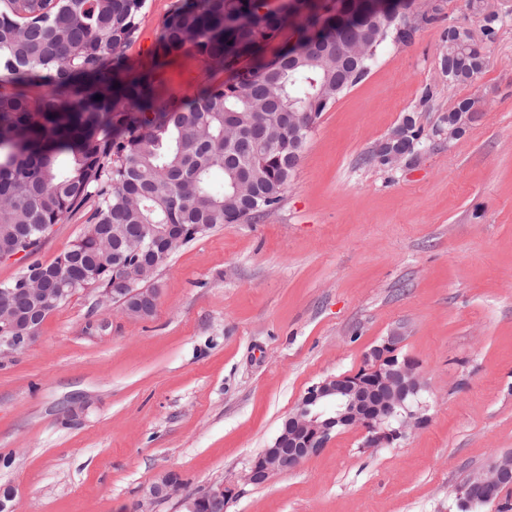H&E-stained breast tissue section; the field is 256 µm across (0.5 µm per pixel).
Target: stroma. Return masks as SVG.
Instances as JSON below:
<instances>
[{
  "label": "stroma",
  "mask_w": 512,
  "mask_h": 512,
  "mask_svg": "<svg viewBox=\"0 0 512 512\" xmlns=\"http://www.w3.org/2000/svg\"><path fill=\"white\" fill-rule=\"evenodd\" d=\"M175 0H147L128 65L150 67ZM336 0H310L262 48L273 58ZM502 21L468 85L440 72L442 35L481 12ZM194 52L158 71L167 99L228 80ZM479 119L436 135L458 101ZM413 116L406 165L373 157ZM55 225L48 263L85 229ZM147 319L83 290L53 311L36 344L0 358V487L15 512H133L173 473L185 493L224 484L226 512H462L458 490L512 453V0H440L410 44L322 112L279 207L178 248L155 279ZM415 360L424 423L367 448L345 430L316 455L243 483L309 387L357 371L393 332Z\"/></svg>",
  "instance_id": "stroma-1"
}]
</instances>
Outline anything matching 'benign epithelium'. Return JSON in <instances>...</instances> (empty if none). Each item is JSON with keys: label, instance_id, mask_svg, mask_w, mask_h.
I'll return each instance as SVG.
<instances>
[{"label": "benign epithelium", "instance_id": "7a95c632", "mask_svg": "<svg viewBox=\"0 0 512 512\" xmlns=\"http://www.w3.org/2000/svg\"><path fill=\"white\" fill-rule=\"evenodd\" d=\"M471 112H457L449 122L452 130L435 129L441 136L458 138L473 123ZM405 133L401 128L391 131L375 149L378 160L391 166L400 165L407 154L399 148ZM100 303H113L124 314L145 319L154 314L158 304V289L137 288L125 278L113 279L112 287H89ZM68 292L55 288L39 297L24 279L17 288L0 289V307L5 312L22 313L21 322L4 321L0 327V357L17 356L29 350L38 339L42 319L47 317ZM400 336L394 334L380 345L370 349L364 364L355 372L336 377L309 387L292 412L283 421L272 446L263 450L243 475L249 484L265 483L273 474L297 465L325 447L333 433L358 428L366 436L368 448H380L406 435L422 421L420 412L406 403L410 394L421 388L420 372L416 364L396 355ZM512 485V454L494 460L487 469L469 478L459 490L463 504L489 503L498 499L500 491ZM182 482L175 474H168L153 484L146 493V501L136 505V512H148L145 503L166 499L181 492ZM231 491L218 485L200 495L185 494L182 503L187 512H225Z\"/></svg>", "mask_w": 512, "mask_h": 512}]
</instances>
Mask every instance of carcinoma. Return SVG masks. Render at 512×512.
I'll return each instance as SVG.
<instances>
[{
	"label": "carcinoma",
	"instance_id": "1",
	"mask_svg": "<svg viewBox=\"0 0 512 512\" xmlns=\"http://www.w3.org/2000/svg\"><path fill=\"white\" fill-rule=\"evenodd\" d=\"M295 45L272 59L259 47L283 14L308 0H176L156 64L192 49L227 82L191 98H162L151 70L133 71L125 52L146 0H0V259L34 256L52 227L94 201L80 239L52 262L17 276H48L75 294L112 287L127 240L172 252L205 230L244 224L278 208L309 136L287 113L320 116L364 78L379 51L413 39L400 29L427 0H336ZM484 47L444 40L452 85L473 82Z\"/></svg>",
	"mask_w": 512,
	"mask_h": 512
}]
</instances>
